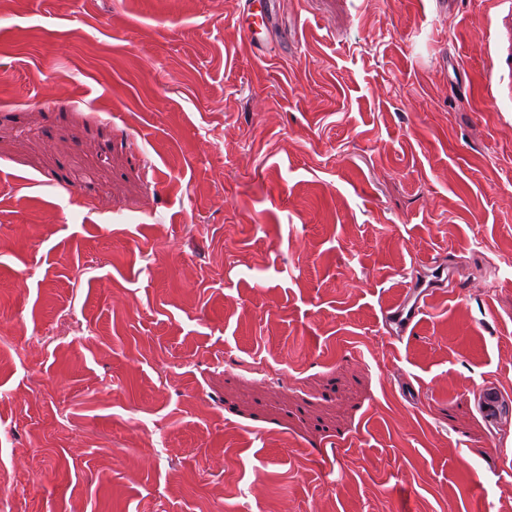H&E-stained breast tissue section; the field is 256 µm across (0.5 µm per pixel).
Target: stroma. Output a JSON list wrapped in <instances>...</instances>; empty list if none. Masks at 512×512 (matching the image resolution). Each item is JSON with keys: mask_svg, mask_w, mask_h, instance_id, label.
<instances>
[{"mask_svg": "<svg viewBox=\"0 0 512 512\" xmlns=\"http://www.w3.org/2000/svg\"><path fill=\"white\" fill-rule=\"evenodd\" d=\"M269 6L0 10V512L512 505V0ZM266 0H252L250 4L255 5L258 3L259 7H256L247 15V22L245 25V34L249 43H251L256 36H258L264 29L267 28L268 16L265 11ZM421 312L420 301L411 303L410 299L400 301L387 312L385 323L395 324L401 332H407ZM507 404L510 408L511 401H506L502 394L492 386L485 387L479 396V409L488 419H496L502 407Z\"/></svg>", "mask_w": 512, "mask_h": 512, "instance_id": "stroma-1", "label": "stroma"}]
</instances>
